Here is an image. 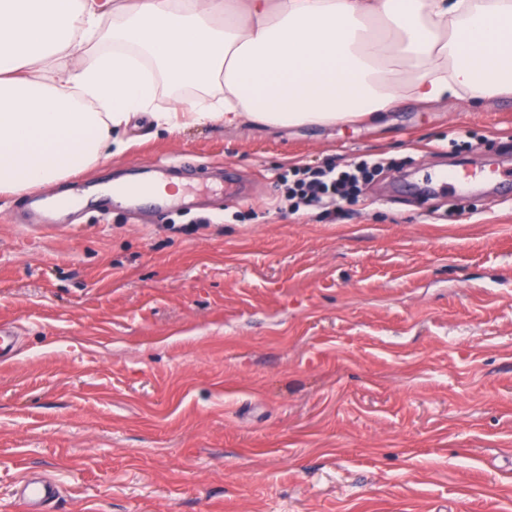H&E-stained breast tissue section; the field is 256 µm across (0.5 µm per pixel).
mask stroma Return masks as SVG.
Returning a JSON list of instances; mask_svg holds the SVG:
<instances>
[{
	"instance_id": "stroma-1",
	"label": "stroma",
	"mask_w": 512,
	"mask_h": 512,
	"mask_svg": "<svg viewBox=\"0 0 512 512\" xmlns=\"http://www.w3.org/2000/svg\"><path fill=\"white\" fill-rule=\"evenodd\" d=\"M0 194V512H512V97L382 121L155 133ZM388 166L334 218L279 174ZM190 162L187 201L92 194ZM59 494V485L39 471L25 468L17 482L16 504L21 512H50Z\"/></svg>"
}]
</instances>
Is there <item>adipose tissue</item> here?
Returning a JSON list of instances; mask_svg holds the SVG:
<instances>
[{
    "label": "adipose tissue",
    "mask_w": 512,
    "mask_h": 512,
    "mask_svg": "<svg viewBox=\"0 0 512 512\" xmlns=\"http://www.w3.org/2000/svg\"><path fill=\"white\" fill-rule=\"evenodd\" d=\"M500 95L512 0H0V193L91 168L140 114L160 132L343 125Z\"/></svg>",
    "instance_id": "ef3b65f1"
}]
</instances>
